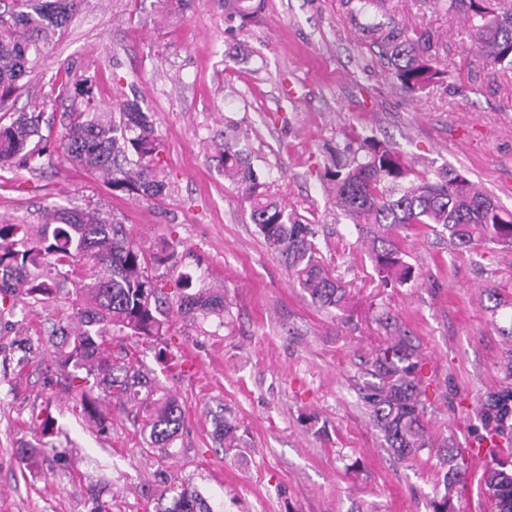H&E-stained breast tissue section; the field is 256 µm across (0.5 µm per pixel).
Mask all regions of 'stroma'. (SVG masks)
<instances>
[{
  "mask_svg": "<svg viewBox=\"0 0 512 512\" xmlns=\"http://www.w3.org/2000/svg\"><path fill=\"white\" fill-rule=\"evenodd\" d=\"M408 31L433 38L441 81L411 95L361 31L351 0H264L254 21L224 22L221 0H83L64 33L45 46L8 112L67 104L54 83L86 92L99 111L137 99L155 113L159 200L112 191L68 163L47 170H0V224H38L49 205L92 206L127 224L143 247L180 240L168 280L194 275V289L218 288L223 317H171L184 358L172 373L137 339L156 382L182 406L186 430L170 456L150 453L126 415L108 407L102 433L78 417L60 389L51 352L39 346L20 378L0 374V512H88V488L107 485L112 512H148L157 476L188 482L213 512H432L443 491L449 449L466 450L480 428V400L502 378L507 344L483 293L512 294V250L494 244L461 252L418 227L400 243L414 280L384 287L326 175L336 154L373 135L418 172L461 171L512 211V71L483 67L460 15L435 0H391ZM268 192L317 230L316 244L346 287L347 318L319 309L265 245L218 147L225 130ZM0 320V364L22 329L47 325L72 307ZM419 341L430 386L426 420L432 449L398 463L359 398L367 361L394 329ZM50 405L68 466L56 480L18 468L13 450L31 439L32 410ZM238 427L224 451L213 415Z\"/></svg>",
  "mask_w": 512,
  "mask_h": 512,
  "instance_id": "stroma-1",
  "label": "stroma"
}]
</instances>
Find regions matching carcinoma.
Here are the masks:
<instances>
[{
	"instance_id": "obj_1",
	"label": "carcinoma",
	"mask_w": 512,
	"mask_h": 512,
	"mask_svg": "<svg viewBox=\"0 0 512 512\" xmlns=\"http://www.w3.org/2000/svg\"><path fill=\"white\" fill-rule=\"evenodd\" d=\"M264 0H224V22H245L257 15ZM82 0H11L0 11V102L16 95L20 80L36 65L45 42L67 25ZM448 11L463 17L466 34L483 63L512 70V0H443ZM385 0H357L355 10L370 15L362 28L382 50L401 87L416 93L440 79L433 65L430 36H410L386 19ZM57 96L81 100V106L62 113L55 136L41 134L44 113L19 112L0 125V168L19 165L39 170L64 161L106 177L112 190L151 199L166 195L167 184L155 169L160 153L154 114L135 100L118 112L97 111L90 98L61 83ZM351 158L336 164L332 181L336 205L350 220L358 238L367 243L379 281L405 285L413 267L405 260L394 232L422 224L448 233L458 248L477 243L512 247V214L476 184L454 169L415 175L410 162L387 143L357 135ZM224 176L241 188L250 219L266 245L284 261L294 281L312 303L328 313L347 306L344 288L326 268L312 225L288 214L267 194L246 151L224 135ZM179 242L164 239L143 248L121 221L95 208L46 209L41 224H0V315L15 314L35 304L56 301L67 285L74 286L80 303L60 312L43 336L55 347L61 390L74 410L95 422L99 431L110 424L104 402L135 409L133 423L148 447L169 453L182 435L185 416L169 394L160 391L122 337H137L157 349L158 360L179 364L169 335V314L192 318L215 316L224 325V294L210 290L191 293L193 276L182 274L172 288L157 270L177 257ZM423 362L412 337L396 335L372 359L362 399L386 447L401 462H413L430 446L426 404L422 399ZM503 378L481 400V431L475 442L492 447L512 445V348L501 367ZM34 441L16 449L18 463L46 467L54 476L61 451L54 440V421L31 416ZM237 426L224 418L214 421V434L227 450L235 448ZM494 457L482 480L493 512H512V465ZM465 481L461 465L448 458L444 494L433 512H448L453 488ZM152 512H212L202 494L189 485L168 489Z\"/></svg>"
}]
</instances>
